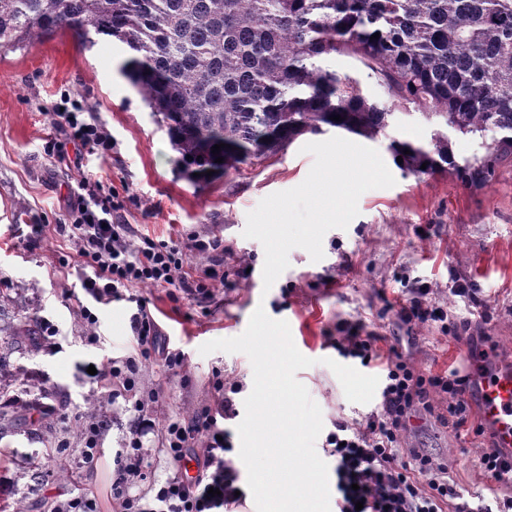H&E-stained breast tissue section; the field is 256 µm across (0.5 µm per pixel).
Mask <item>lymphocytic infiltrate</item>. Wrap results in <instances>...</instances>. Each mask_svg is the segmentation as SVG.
I'll use <instances>...</instances> for the list:
<instances>
[{"instance_id": "lymphocytic-infiltrate-1", "label": "lymphocytic infiltrate", "mask_w": 512, "mask_h": 512, "mask_svg": "<svg viewBox=\"0 0 512 512\" xmlns=\"http://www.w3.org/2000/svg\"><path fill=\"white\" fill-rule=\"evenodd\" d=\"M60 98L54 123L75 148L74 167L82 168L84 155L111 153L112 134L95 119L90 107L67 92ZM72 196L69 221L56 230L68 238L86 269L82 288L93 304L107 306L121 300L128 288H162L173 301L202 302L213 299L223 285L219 241L200 237L187 242L157 241L136 235L124 220L118 191L92 177L78 180ZM195 255L206 257L204 268L192 267ZM129 324L133 354L97 370L111 398L130 403L136 413L126 444L113 461V512H224L239 502L234 450L229 441L221 439L217 420L208 408L165 420L164 450L172 472L164 481L150 483V495L137 493V486L147 481L148 452L141 437L154 426L144 418L143 410L160 395L156 389L143 393L141 368L159 358L174 371L181 368L183 359L162 348L160 328L146 299H136ZM377 341L375 334L363 333L355 325L336 342L342 352L360 359L364 366L379 368L384 376L380 402L364 424L337 423L326 439L336 462L338 512H472L449 483L441 463L430 454L405 453L400 448L412 413L418 407H429L431 393L447 395L453 428L466 423L470 375L455 370L445 375L424 374L399 352L381 356ZM191 455L198 473L190 479L182 465Z\"/></svg>"}]
</instances>
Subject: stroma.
Returning <instances> with one entry per match:
<instances>
[{"label":"stroma","mask_w":512,"mask_h":512,"mask_svg":"<svg viewBox=\"0 0 512 512\" xmlns=\"http://www.w3.org/2000/svg\"><path fill=\"white\" fill-rule=\"evenodd\" d=\"M125 56L110 38L96 37L87 46L69 33L0 56V290L12 298L0 307V324L13 326L33 313L43 337L35 354L23 337H9L0 345V358L10 367L34 372L53 392L42 401L51 410L45 428L32 433L18 426L0 434V450L10 455L0 462V507L6 512H32V505H45L47 498L85 492L96 494L103 512H109L108 468L100 467L91 479L57 472L58 446L66 444L69 457L78 459L84 422L94 417L108 423L98 445L106 459H113L133 419L123 402H110L107 388L87 371L89 364L129 356L133 305H92L98 322L88 329L77 315L86 300L84 271L74 260L60 264L70 244L54 227L66 222L70 189L84 173L119 192L126 220L138 234L183 242L209 237L224 244V288L212 301L175 302L157 288L134 291L149 300L168 348L184 358L177 373L166 372L159 360L143 369L145 381L162 390L150 406L156 427L142 438L150 452L152 479L168 475L160 424L177 413L218 408L222 394L215 390V380L241 387L234 397L235 415L218 422L231 445L239 446L237 426L253 385L251 362L242 353L204 356L199 348L242 334L259 307L271 319L286 321L297 349L314 361L296 377L321 409L320 447L337 422H364L374 409L370 403L350 402L324 364L339 357L334 338L341 323L377 332L381 354L397 349L427 374L470 373L475 355L491 370L512 362V167L499 168L493 183L479 190L445 174L402 172L388 149L391 137L401 131L423 136L428 126L399 113L396 126L370 143L391 169L395 185L360 196L359 214L348 228L325 234L322 260L312 261L306 250L292 249L288 268L267 289L264 248L243 235L247 215L266 196L304 181L313 157L303 147L313 142V135L299 137L283 153L194 186L177 176L165 127L121 75ZM65 90L88 103L115 143L111 155L86 157L79 169L52 162L45 154L49 141L65 138L50 115ZM457 281L469 285V294H452ZM424 286L432 301L447 310V320L401 324L396 317L401 304ZM459 322L467 325L461 341L449 335ZM92 331L97 341H89ZM480 398V392H473L468 421L455 431L437 419L448 405L446 395H434L433 411L412 415L401 446L425 449L446 464L449 478L471 506L501 512L504 501L512 498V485L495 481L480 465L483 448L492 444L491 431L474 433L481 423ZM37 472L42 480H34Z\"/></svg>","instance_id":"35a3bbf8"}]
</instances>
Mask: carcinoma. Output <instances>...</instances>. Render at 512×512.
Masks as SVG:
<instances>
[{"label":"carcinoma","mask_w":512,"mask_h":512,"mask_svg":"<svg viewBox=\"0 0 512 512\" xmlns=\"http://www.w3.org/2000/svg\"><path fill=\"white\" fill-rule=\"evenodd\" d=\"M66 32L129 49L120 72L166 127L178 176L194 185L275 156L306 133L374 140L397 103L430 123L425 139L391 140L402 171L446 172L478 189L512 163V0H0V54ZM336 54L356 56L385 98L330 68ZM455 138L480 151L457 156ZM220 143L218 163L211 148ZM13 335L39 350L35 320ZM13 382L38 389L26 370L0 363V387ZM47 395L39 389L0 421L36 425Z\"/></svg>","instance_id":"obj_1"}]
</instances>
